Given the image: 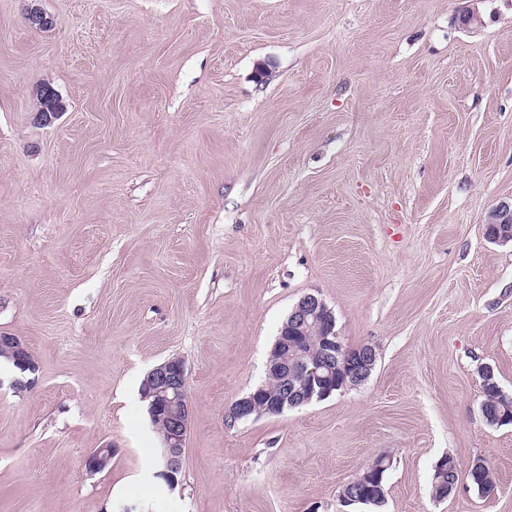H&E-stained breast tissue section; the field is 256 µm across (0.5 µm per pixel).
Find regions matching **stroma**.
Instances as JSON below:
<instances>
[{"label": "stroma", "instance_id": "stroma-1", "mask_svg": "<svg viewBox=\"0 0 512 512\" xmlns=\"http://www.w3.org/2000/svg\"><path fill=\"white\" fill-rule=\"evenodd\" d=\"M511 200L512 0H0V335L38 366L0 363V512H345L380 455L379 512H512L479 377L512 395ZM308 293L375 370L227 424ZM170 358L173 488L139 392ZM444 456L494 490L434 499ZM40 99L39 118L44 124H48L59 115V112H62L63 105L58 94L49 87L41 90ZM487 236L493 242H512V204H501L489 214ZM142 390L145 394L143 399L152 398L150 404L147 400L151 414L154 416L161 413L166 423L162 436L161 422L150 418L161 440L163 438L164 462L157 476L173 486L176 483V474L182 470L186 440L192 422L188 378L183 361L172 358L151 369L144 378ZM389 462L387 463V458H378L375 462L373 461L372 464L354 481L349 482L346 484L340 494L341 502L344 504V506H351V505H358V504H369L374 502L375 500H370L364 497H361L357 495L356 491L354 490L352 485L358 484V485H364V484H372V482L375 481L376 476L383 470L388 469ZM387 471V470H386ZM383 474V480L381 482V490H375L376 494L379 496H383L385 499V484H384V477L385 472ZM384 499L379 502V504H382L384 502Z\"/></svg>", "mask_w": 512, "mask_h": 512}]
</instances>
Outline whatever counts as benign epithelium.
Instances as JSON below:
<instances>
[{"mask_svg": "<svg viewBox=\"0 0 512 512\" xmlns=\"http://www.w3.org/2000/svg\"><path fill=\"white\" fill-rule=\"evenodd\" d=\"M39 118L45 124L52 122L63 110L57 93L45 87L40 93ZM487 236L499 243L512 242V205L501 204L489 214ZM278 358L269 369L279 379L276 399L259 403L257 394L236 400L227 412L235 423L250 415L273 414L286 407H299L313 399L331 393L334 389H348L364 384L371 376L378 360V351L371 344L356 348L343 346L335 330V317L322 298L306 294L299 299L288 315L276 341ZM0 354L17 366L30 372L36 371L31 351L17 336L0 335ZM142 390L150 400L151 414H160L166 423L163 436V468L157 477L168 485L176 483L181 472L192 413L188 397V378L184 363L178 358L169 359L145 376ZM112 460V448H96L86 459L87 469L101 472ZM387 459L373 462L355 481L346 484L340 494L346 506L369 504L371 500L357 495L353 485L370 484L383 470L388 469Z\"/></svg>", "mask_w": 512, "mask_h": 512, "instance_id": "1", "label": "benign epithelium"}]
</instances>
